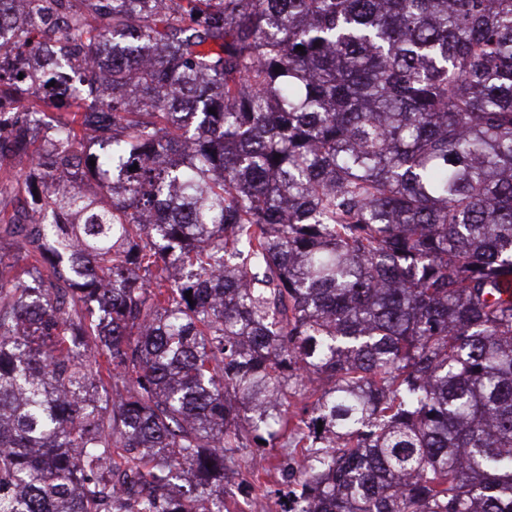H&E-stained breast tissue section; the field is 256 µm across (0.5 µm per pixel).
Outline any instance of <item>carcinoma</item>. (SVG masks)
<instances>
[{"instance_id": "cac0c4a2", "label": "carcinoma", "mask_w": 512, "mask_h": 512, "mask_svg": "<svg viewBox=\"0 0 512 512\" xmlns=\"http://www.w3.org/2000/svg\"><path fill=\"white\" fill-rule=\"evenodd\" d=\"M52 13L0 69V512H226L290 439L293 512H512V0H35L0 57ZM83 67L82 56L76 55L73 60V69L64 74L65 77L60 82H56L54 86H47L41 89L47 104H52L57 97L70 93L71 88L74 86L75 76L78 73H82ZM238 476L230 477L224 481V498L227 506L232 512H246L243 506L248 499H252L251 494L240 484Z\"/></svg>"}]
</instances>
